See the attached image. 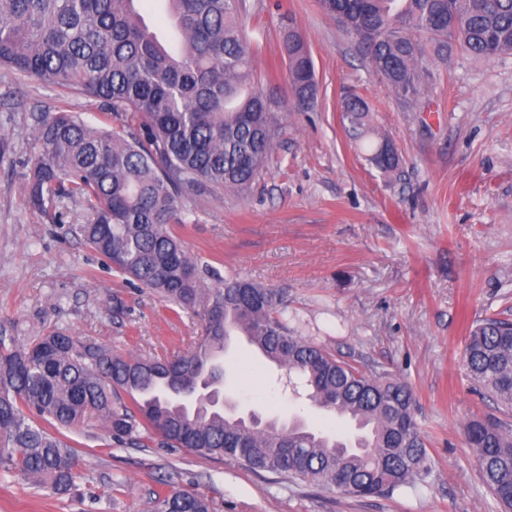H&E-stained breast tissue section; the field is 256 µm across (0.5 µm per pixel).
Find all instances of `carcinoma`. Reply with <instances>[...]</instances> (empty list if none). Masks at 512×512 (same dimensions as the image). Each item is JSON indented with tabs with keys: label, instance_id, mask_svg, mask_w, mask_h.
I'll list each match as a JSON object with an SVG mask.
<instances>
[{
	"label": "carcinoma",
	"instance_id": "cac0c4a2",
	"mask_svg": "<svg viewBox=\"0 0 512 512\" xmlns=\"http://www.w3.org/2000/svg\"><path fill=\"white\" fill-rule=\"evenodd\" d=\"M178 46L149 28L135 0H0V67L102 103L122 131L91 127L76 112L33 115L37 159L24 173L29 205L48 214L62 198L87 202L93 217L75 233L117 272L139 281L174 313L199 317L202 336L181 357L118 353L67 330L26 345L0 331V471L54 495L75 489L79 456L62 431L86 421L134 447L158 441L293 481L339 486L355 497L410 487L428 450L415 399L398 379L376 378L340 361L289 326L284 293L243 279L204 285L198 262L174 225L183 201L224 190L247 192L261 176L282 129L276 103L256 89L254 55L238 24L240 0H166ZM356 37L372 73L405 104L424 97L433 65L452 53L487 60L512 55V0H319ZM292 102L316 100L303 35L284 34ZM349 129L369 133L371 107L343 99ZM370 163L384 173L400 158L377 141ZM245 336L285 370L296 399L347 418L364 435L343 438L274 417L250 422L237 407L182 406L224 374L230 337ZM472 381L512 412V322L479 320L463 351ZM464 433L483 481L512 512V425L472 421ZM148 512H213L203 495L154 492Z\"/></svg>",
	"mask_w": 512,
	"mask_h": 512
}]
</instances>
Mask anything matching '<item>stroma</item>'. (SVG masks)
<instances>
[{
  "instance_id": "35a3bbf8",
  "label": "stroma",
  "mask_w": 512,
  "mask_h": 512,
  "mask_svg": "<svg viewBox=\"0 0 512 512\" xmlns=\"http://www.w3.org/2000/svg\"><path fill=\"white\" fill-rule=\"evenodd\" d=\"M239 25L284 128L249 193L185 201L189 222L177 233L221 276L286 292L300 335L367 374L406 382L427 473L393 495L361 498L187 448H107L94 426L71 435L81 459L73 494L0 472V512H144L164 487L198 491L215 512H499L462 427L502 411L474 389L463 350L474 321L512 319V55L454 57L437 67L421 105L406 107L319 0H244ZM290 27L303 33L318 81L305 111L287 97L279 55ZM350 88L372 108L373 132L359 141L342 119ZM60 108L107 124L95 101L0 69V330L24 343L64 328L124 353L180 356L197 341L199 320L175 315L71 234L91 219L88 205L65 199L45 215L28 204L24 174L38 152L31 114ZM380 135L400 157L396 172L366 159ZM273 373L244 340L224 354V392L240 412L352 433L348 420L293 401Z\"/></svg>"
}]
</instances>
